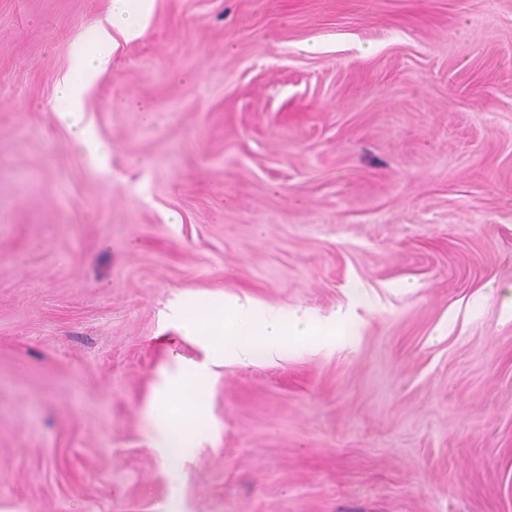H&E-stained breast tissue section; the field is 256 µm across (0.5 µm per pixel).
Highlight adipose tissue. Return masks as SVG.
Returning a JSON list of instances; mask_svg holds the SVG:
<instances>
[{"instance_id": "obj_1", "label": "adipose tissue", "mask_w": 512, "mask_h": 512, "mask_svg": "<svg viewBox=\"0 0 512 512\" xmlns=\"http://www.w3.org/2000/svg\"><path fill=\"white\" fill-rule=\"evenodd\" d=\"M154 0H111L108 18L92 41L73 45L70 65L57 97L54 112L69 129L74 145L96 170L108 168V155L95 130L84 118V97L97 74L110 63L119 39H130L143 31V23ZM180 319L212 354L228 364L249 365L329 341L348 334V314L322 321L301 309H265L247 297L211 300L186 306ZM208 389V372L190 363L182 374L158 389L150 404L153 433L150 445L165 466L172 467L193 448L202 433Z\"/></svg>"}]
</instances>
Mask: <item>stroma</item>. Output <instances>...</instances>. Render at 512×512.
I'll list each match as a JSON object with an SVG mask.
<instances>
[{
  "label": "stroma",
  "instance_id": "35a3bbf8",
  "mask_svg": "<svg viewBox=\"0 0 512 512\" xmlns=\"http://www.w3.org/2000/svg\"><path fill=\"white\" fill-rule=\"evenodd\" d=\"M110 4L0 0V512H512V0H155L101 173L51 104ZM224 295L350 336L212 365L172 471ZM208 372L203 365L189 363L184 373L158 389L150 404L153 433L150 447L155 448L167 467L178 465L196 438L205 430L199 425L204 415ZM176 411L186 414L177 419ZM196 421V424H193Z\"/></svg>",
  "mask_w": 512,
  "mask_h": 512
}]
</instances>
